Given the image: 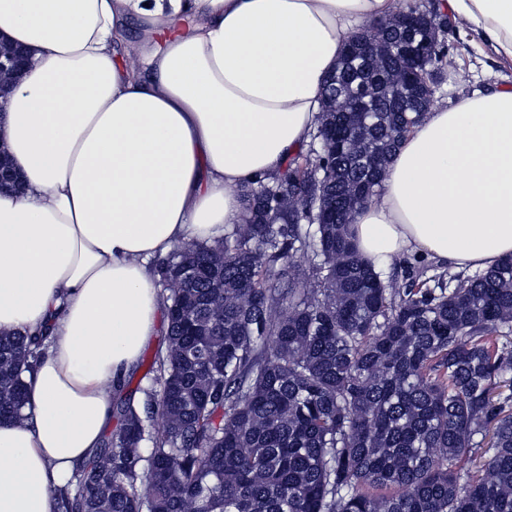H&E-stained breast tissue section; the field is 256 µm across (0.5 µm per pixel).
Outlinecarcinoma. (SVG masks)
Listing matches in <instances>:
<instances>
[{
    "instance_id": "obj_1",
    "label": "carcinoma",
    "mask_w": 512,
    "mask_h": 512,
    "mask_svg": "<svg viewBox=\"0 0 512 512\" xmlns=\"http://www.w3.org/2000/svg\"><path fill=\"white\" fill-rule=\"evenodd\" d=\"M425 11L408 0L381 38ZM446 56L442 35L436 87ZM363 78L337 63L336 95ZM430 108L382 90L371 112L325 113L336 145L316 130L241 190L224 238L155 264L168 325L144 399H113L114 430L57 512H512V257L386 279L349 224L311 219L330 199L353 220ZM40 344L0 334V423L22 418Z\"/></svg>"
}]
</instances>
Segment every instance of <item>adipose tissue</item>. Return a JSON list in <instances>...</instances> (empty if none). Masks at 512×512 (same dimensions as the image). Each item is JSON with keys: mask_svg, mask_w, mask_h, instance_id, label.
Instances as JSON below:
<instances>
[{"mask_svg": "<svg viewBox=\"0 0 512 512\" xmlns=\"http://www.w3.org/2000/svg\"><path fill=\"white\" fill-rule=\"evenodd\" d=\"M406 0H0L30 65L0 126V333L43 335L20 421L0 423V512H57L164 312L154 262L240 223V186L319 125L348 37ZM512 61V0H434ZM164 34L145 69L130 47ZM352 232L365 260L456 270L512 256V90L431 109Z\"/></svg>", "mask_w": 512, "mask_h": 512, "instance_id": "adipose-tissue-1", "label": "adipose tissue"}]
</instances>
